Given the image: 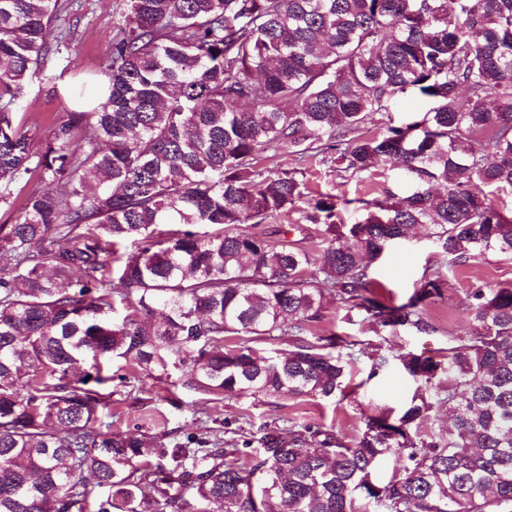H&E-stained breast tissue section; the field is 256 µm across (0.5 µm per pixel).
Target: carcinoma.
<instances>
[{
  "instance_id": "1",
  "label": "carcinoma",
  "mask_w": 512,
  "mask_h": 512,
  "mask_svg": "<svg viewBox=\"0 0 512 512\" xmlns=\"http://www.w3.org/2000/svg\"><path fill=\"white\" fill-rule=\"evenodd\" d=\"M63 9L0 0V209L35 173L56 185L0 224V512H512V284L467 289L470 329L437 359L400 354L410 403L352 438L295 422L225 439L215 419L135 437L102 429L97 389L123 358L205 401L340 403L353 364L372 379L389 358L314 332L328 307L433 335L444 274L396 304L368 261L417 227L453 268L512 256L494 202L512 192V0H126L104 99L62 83L76 107L36 149L17 109L33 73L68 70ZM401 96L430 108L370 134ZM286 148L342 177L393 160L414 189L345 224L299 169L258 167ZM288 210L322 227L318 254L242 229ZM436 403L452 425L425 436ZM390 456L402 470L374 480Z\"/></svg>"
}]
</instances>
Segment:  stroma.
Listing matches in <instances>:
<instances>
[{"instance_id": "35a3bbf8", "label": "stroma", "mask_w": 512, "mask_h": 512, "mask_svg": "<svg viewBox=\"0 0 512 512\" xmlns=\"http://www.w3.org/2000/svg\"><path fill=\"white\" fill-rule=\"evenodd\" d=\"M76 27L70 36L74 49L70 55L68 80L75 84H90L100 78L105 52L112 40L113 29L119 19L121 0H78ZM56 81L52 71L46 70L30 80L18 110L21 125L34 136L35 144H42L50 129L73 108L71 99L55 93ZM261 168L277 171L300 167L309 192H330L347 199H371L381 196L384 189L404 194L410 188L403 171L384 164L358 178H341L314 159L296 162L287 151L263 154ZM280 230L282 241L289 245L317 252L321 234L317 226H295L293 214L284 213L256 226V233ZM426 240L400 241L391 245L380 258L369 266V273L382 283L395 299L412 293L426 267H440ZM448 297L445 302L429 307L428 314L436 326L431 336H417L405 329L381 337L373 332L359 310L330 307L317 328L332 331L361 341L367 350H381L389 357L410 351L422 356L435 355L438 350L455 345L458 336L468 327V312L462 304L464 292L478 284L494 288L512 284V259L494 253L475 258L465 266L448 274ZM369 361L361 359L348 378L351 395L340 403L326 402L312 397H264L227 395L207 402L209 416L223 422L225 428L240 427L251 432L275 426L284 428L289 422L312 423L355 436L363 426V418L388 410L399 413L410 401L415 385L399 368L372 378L368 375ZM103 392L111 393L112 403L102 414L103 424L112 431L123 433L167 432L179 439L196 431L198 423L190 409L197 402L196 394L174 386L172 381L141 376L135 388L103 385Z\"/></svg>"}]
</instances>
